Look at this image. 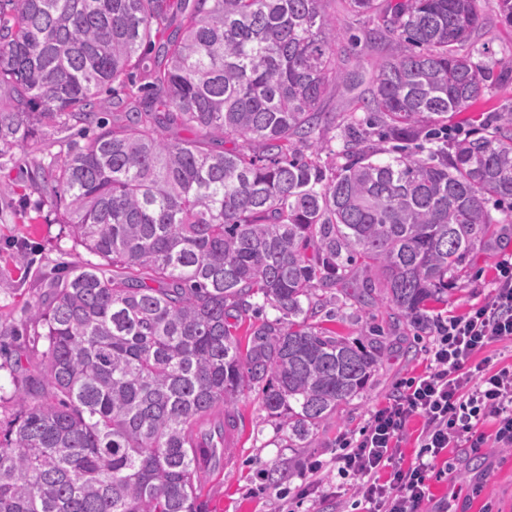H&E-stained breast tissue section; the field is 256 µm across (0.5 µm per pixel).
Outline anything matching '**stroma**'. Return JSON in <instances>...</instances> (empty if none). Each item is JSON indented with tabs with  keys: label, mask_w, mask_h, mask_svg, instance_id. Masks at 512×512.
Returning a JSON list of instances; mask_svg holds the SVG:
<instances>
[{
	"label": "stroma",
	"mask_w": 512,
	"mask_h": 512,
	"mask_svg": "<svg viewBox=\"0 0 512 512\" xmlns=\"http://www.w3.org/2000/svg\"><path fill=\"white\" fill-rule=\"evenodd\" d=\"M76 130H49L11 158L0 159V331L18 330L17 339L0 353V419L16 409L22 383L13 381L10 367L21 360L24 370L38 368L46 342L42 325L29 321L28 308L44 286L71 263L90 261V253L54 223L41 204L42 191L31 180L37 166L63 154ZM512 255V224H497L488 241L476 242L467 253L464 275L452 281L448 301L436 305L438 318L461 315L487 301L497 262ZM327 329L360 345L381 344L382 362L358 398L339 406L316 431L310 448L288 445V431L268 419L257 392L242 393L240 417L228 464L216 466L201 490L208 512H355L352 479H340L333 461L338 440L356 434L396 385L424 371L433 343L432 331H420L390 318L381 302L337 309ZM449 468L432 479L424 512H512V448L488 447L480 453L449 449ZM324 468L311 476L309 465ZM318 479L313 494L298 499L301 485Z\"/></svg>",
	"instance_id": "35a3bbf8"
}]
</instances>
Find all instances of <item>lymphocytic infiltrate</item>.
Masks as SVG:
<instances>
[{
    "mask_svg": "<svg viewBox=\"0 0 512 512\" xmlns=\"http://www.w3.org/2000/svg\"><path fill=\"white\" fill-rule=\"evenodd\" d=\"M496 271L488 302L437 323L424 374L400 383L359 436L342 439L336 468L355 480L364 512H420L444 452L485 447L480 424L493 422L497 447H512V365L489 369L478 359L490 345L512 341V257L501 260ZM417 417L423 421L420 451L407 467H392ZM387 466L390 477L380 480L378 473Z\"/></svg>",
    "mask_w": 512,
    "mask_h": 512,
    "instance_id": "f902f5d3",
    "label": "lymphocytic infiltrate"
}]
</instances>
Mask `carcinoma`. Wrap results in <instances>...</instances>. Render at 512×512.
<instances>
[{"mask_svg":"<svg viewBox=\"0 0 512 512\" xmlns=\"http://www.w3.org/2000/svg\"><path fill=\"white\" fill-rule=\"evenodd\" d=\"M346 2L364 18L351 44L399 51L353 98L337 152L324 96L363 78L330 0H0V156L48 128L89 134L34 180L105 261L68 266L30 309L47 347L0 422V512H206L242 392L307 448L380 364L381 347L313 322L317 291L362 307L377 286L425 329L475 242L512 224V109L437 137L512 82V57L475 59L479 0ZM104 91L134 100L111 124ZM177 126L200 137H160ZM267 307L241 351L236 320Z\"/></svg>","mask_w":512,"mask_h":512,"instance_id":"1","label":"carcinoma"}]
</instances>
